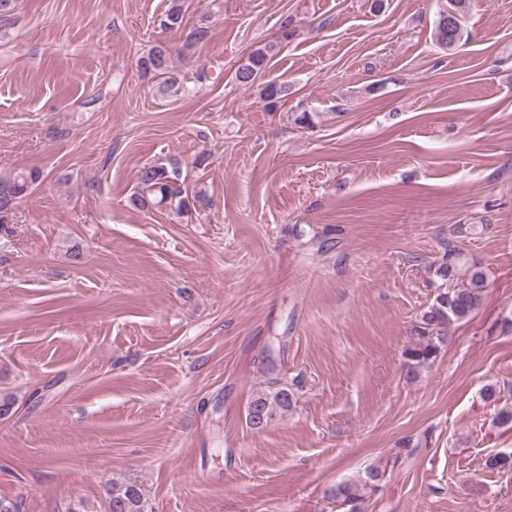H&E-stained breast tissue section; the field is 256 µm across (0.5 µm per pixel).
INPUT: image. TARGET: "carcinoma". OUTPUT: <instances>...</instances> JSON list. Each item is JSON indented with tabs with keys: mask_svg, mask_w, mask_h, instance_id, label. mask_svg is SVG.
<instances>
[{
	"mask_svg": "<svg viewBox=\"0 0 512 512\" xmlns=\"http://www.w3.org/2000/svg\"><path fill=\"white\" fill-rule=\"evenodd\" d=\"M465 8L466 0H448V9L440 12L435 23L434 40L439 46L450 49L460 40ZM182 23L181 0H170L160 21L161 28L178 30ZM289 37L288 26H282L277 41L255 49L247 61L237 67L235 80L241 85L251 86L264 77L276 47L288 41ZM169 63V48L160 44L139 59V68L146 75L159 77L169 72ZM287 91L284 83L269 79L263 83L261 100L265 107L274 109ZM41 177L42 173L34 168L20 171L9 179H0V213L10 210L17 200L27 196ZM203 198L201 191L189 192L179 168L149 164L140 170L139 186L132 196V203L141 209L165 207L183 215ZM433 273L436 277L434 299L420 314L416 340L404 352L405 376L409 380L417 378L421 369L434 362L440 352L439 344L445 340L443 332L447 331L449 325L468 318L480 306L488 288L482 263L466 258L463 252L451 245L445 248ZM450 280H456L458 284L450 288ZM293 397L290 384L280 380L270 382V390L253 398L248 405L247 422L250 427L258 430L265 428L279 412L291 406ZM485 467L491 471L512 470V453L507 456L500 453L487 456ZM383 477L384 471L378 467L372 468L362 480L331 486L328 497L347 507V512H361L360 504L378 491ZM110 512H145L141 489L133 483L112 485Z\"/></svg>",
	"mask_w": 512,
	"mask_h": 512,
	"instance_id": "obj_1",
	"label": "carcinoma"
}]
</instances>
